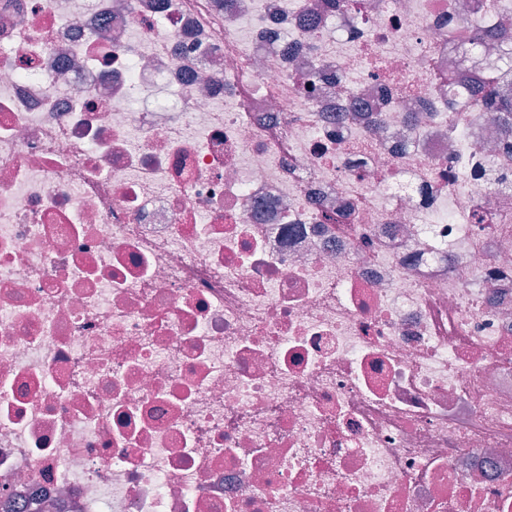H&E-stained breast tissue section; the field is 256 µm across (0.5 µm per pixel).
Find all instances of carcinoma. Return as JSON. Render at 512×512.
Listing matches in <instances>:
<instances>
[{"label":"carcinoma","instance_id":"obj_1","mask_svg":"<svg viewBox=\"0 0 512 512\" xmlns=\"http://www.w3.org/2000/svg\"><path fill=\"white\" fill-rule=\"evenodd\" d=\"M465 29L464 40L470 49L482 44L483 25L476 19L456 20L448 26V41L459 40V29ZM502 49L498 59L484 74L482 82L473 86L460 79L451 84L452 95L464 100V112L473 118L490 117L499 123L502 139L512 143V32L505 30L500 33Z\"/></svg>","mask_w":512,"mask_h":512}]
</instances>
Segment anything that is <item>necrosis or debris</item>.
Masks as SVG:
<instances>
[{"label":"necrosis or debris","mask_w":512,"mask_h":512,"mask_svg":"<svg viewBox=\"0 0 512 512\" xmlns=\"http://www.w3.org/2000/svg\"><path fill=\"white\" fill-rule=\"evenodd\" d=\"M458 13L512 30L0 0V503L512 512V181L435 92L499 49ZM460 28H464L466 31V36L463 39L468 43L470 50L481 46L484 33L481 21L476 19H456L455 24L448 25V41L450 43L462 39L458 35Z\"/></svg>","instance_id":"1"}]
</instances>
